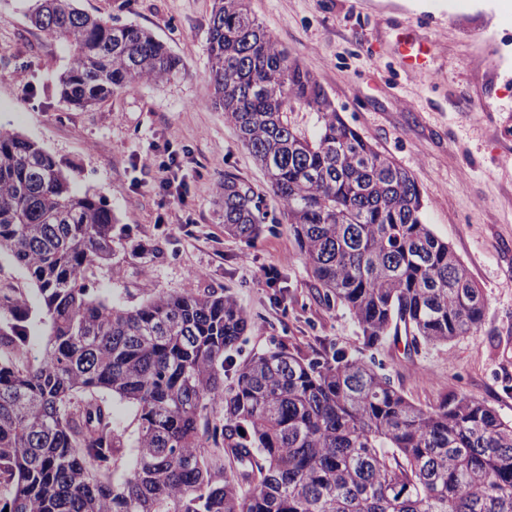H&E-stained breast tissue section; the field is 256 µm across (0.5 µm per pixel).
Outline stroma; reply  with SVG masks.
Listing matches in <instances>:
<instances>
[{
	"label": "stroma",
	"instance_id": "35a3bbf8",
	"mask_svg": "<svg viewBox=\"0 0 512 512\" xmlns=\"http://www.w3.org/2000/svg\"><path fill=\"white\" fill-rule=\"evenodd\" d=\"M213 0H78L109 21L132 23L167 43L186 71L134 83L98 107L64 104L55 91L70 63L65 45L31 25L34 0H0V127L37 141L74 166L80 190L104 197L115 218L112 266L88 284L134 307L185 288L233 296L251 325L235 364L277 345L318 359L341 352L372 361L421 406L465 394L512 419V18L497 0H248L259 22L322 84L344 120L409 171L427 201L425 223L451 246L481 289L478 331L448 343L364 347L347 309L326 305L281 206L224 114L209 102L207 32ZM425 43L406 66L399 36ZM180 154L182 196L159 191L143 160L153 146ZM248 182L270 220L247 242L224 232L225 173Z\"/></svg>",
	"mask_w": 512,
	"mask_h": 512
}]
</instances>
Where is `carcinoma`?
<instances>
[{"label": "carcinoma", "instance_id": "obj_1", "mask_svg": "<svg viewBox=\"0 0 512 512\" xmlns=\"http://www.w3.org/2000/svg\"><path fill=\"white\" fill-rule=\"evenodd\" d=\"M36 0L31 23L68 46L60 99L91 109L132 83H164L181 58L148 30ZM214 108L264 170L326 303L364 345L417 348L481 326L486 304L448 242L423 223L413 176L337 112L247 0H213ZM316 114L309 137L289 114ZM224 232L256 239L252 187L224 175ZM111 211L37 142L0 129V254L26 270L47 324L21 357L24 296L0 292V512H512V420L466 395L410 402L362 358L280 345L224 386L248 317L230 296L185 288L125 308L85 273L112 265ZM106 392L136 407L132 467ZM231 461L224 466V458Z\"/></svg>", "mask_w": 512, "mask_h": 512}]
</instances>
